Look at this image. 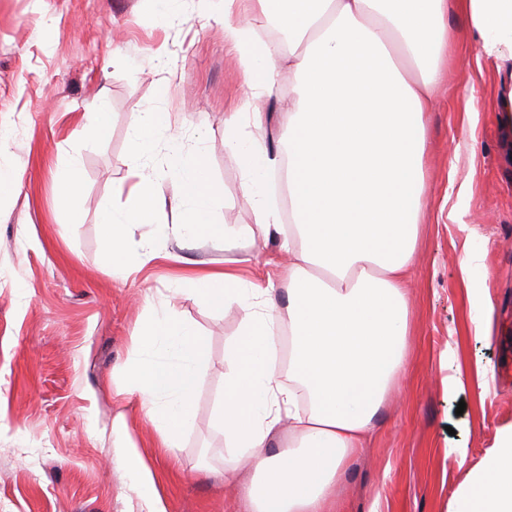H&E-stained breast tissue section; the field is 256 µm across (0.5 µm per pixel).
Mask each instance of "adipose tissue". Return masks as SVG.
<instances>
[{
  "instance_id": "adipose-tissue-1",
  "label": "adipose tissue",
  "mask_w": 512,
  "mask_h": 512,
  "mask_svg": "<svg viewBox=\"0 0 512 512\" xmlns=\"http://www.w3.org/2000/svg\"><path fill=\"white\" fill-rule=\"evenodd\" d=\"M224 42L239 55L241 110L224 115V149L240 162L250 224H215L216 190L184 185L196 151L162 143L158 115L140 113L129 131L126 205L105 213L106 264L127 278L138 225L177 211L166 229L176 248L212 229L224 265L196 260L179 277L201 301L241 305L239 337L225 350L224 401L215 420L242 473V512H336V487L372 433L389 386L409 365L414 264L425 205L427 114L448 61L449 13L464 19L478 54L493 63L498 107L512 122V0H219ZM296 80L280 99L274 150L255 146L264 101L281 68ZM286 170L293 222L267 184ZM177 180L173 200L160 184ZM276 239L278 279L257 281L237 251ZM149 324L126 366L120 394L135 396L159 447L174 452L193 419L206 374L205 342L173 311L149 308ZM288 332L287 371L275 360ZM292 442L278 447L281 433ZM116 459L146 512H168L128 415L112 418ZM448 512H512V425L455 489Z\"/></svg>"
}]
</instances>
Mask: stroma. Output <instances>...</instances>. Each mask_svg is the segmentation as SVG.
I'll return each instance as SVG.
<instances>
[{
  "label": "stroma",
  "mask_w": 512,
  "mask_h": 512,
  "mask_svg": "<svg viewBox=\"0 0 512 512\" xmlns=\"http://www.w3.org/2000/svg\"><path fill=\"white\" fill-rule=\"evenodd\" d=\"M217 10L216 0H194L170 23L148 0H0V112L11 144L0 167L17 173L0 185V409L24 428L0 430V512H142L114 460L112 417L148 302L173 306L204 339L207 372L174 454L157 448L131 400L141 451L169 512H238L214 417L242 307L174 296L170 261L123 280L101 260L102 216L127 201L128 130L144 111L160 113L163 136L200 152L198 177L219 191L218 221H253L239 161L224 151V115L241 105L244 77ZM448 25V73L428 123L427 213L407 285L410 369L347 469L338 512H448L468 468L512 424V127L495 110V67L460 17ZM102 99L98 134L90 122ZM75 149L82 202L66 211L55 171ZM470 285L490 301V339L471 334ZM453 333L464 338L462 361L487 365L486 399L443 394ZM454 448L466 449L465 464Z\"/></svg>",
  "instance_id": "obj_1"
}]
</instances>
